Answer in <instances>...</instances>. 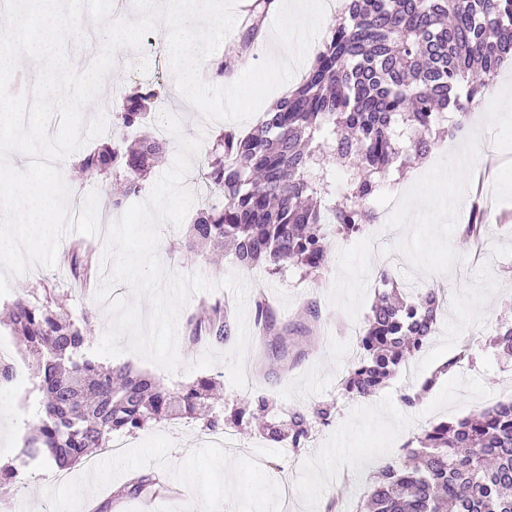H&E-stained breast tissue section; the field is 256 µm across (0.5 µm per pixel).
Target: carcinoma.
I'll use <instances>...</instances> for the list:
<instances>
[{
	"label": "carcinoma",
	"instance_id": "carcinoma-1",
	"mask_svg": "<svg viewBox=\"0 0 512 512\" xmlns=\"http://www.w3.org/2000/svg\"><path fill=\"white\" fill-rule=\"evenodd\" d=\"M262 16L249 21L241 37L255 43ZM512 59V0H344L342 16L315 53L305 78L279 97L248 133L227 130L222 148L204 174L221 207L197 210L187 246L229 249L244 268L278 270L286 262L309 269L329 258L325 225L349 234L374 217L370 202L379 176L411 154L420 159L435 146L424 133L440 128L443 112L458 114L448 126L457 137L485 87ZM158 93L141 87L115 112L118 125L138 128L155 108ZM420 136L400 143L396 129ZM162 143L152 137L124 146L107 145L79 164L86 179L114 175L122 189L111 207H127L152 168ZM349 174L339 198L321 196L334 169ZM68 266L76 279L92 273L94 255L70 249ZM441 290L431 288L416 303L378 294L360 338L361 354L348 371L344 390L365 398L419 351L434 331ZM18 343L39 355L35 370L40 416L17 461L41 459L59 469L85 461L107 448L112 434L150 423L199 420L203 431L239 425L268 412L259 396L229 416L208 404L214 381L201 379L171 391L156 377L123 366L116 370L88 354L90 315L72 316L57 300L36 306L22 293L9 309ZM235 332L231 308L218 300L185 324L186 344H222ZM468 358L463 348L443 362L413 393L416 406L443 375ZM334 406L313 403L288 417L265 423L262 434L298 448L313 425H327ZM408 462L378 471L361 508L365 512H512V402L500 403L456 422H439L408 447ZM144 474L118 494L154 491Z\"/></svg>",
	"mask_w": 512,
	"mask_h": 512
}]
</instances>
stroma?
<instances>
[{"label": "stroma", "mask_w": 512, "mask_h": 512, "mask_svg": "<svg viewBox=\"0 0 512 512\" xmlns=\"http://www.w3.org/2000/svg\"><path fill=\"white\" fill-rule=\"evenodd\" d=\"M114 67L111 90L101 91L94 106L83 109L88 121L105 115L108 131L86 142L84 152L137 139L138 129L117 126L112 119L114 102L134 87L160 86L170 106L179 104L169 58L121 49L114 56ZM177 118L186 137L203 139L184 183L194 195L195 207L215 204L202 173L216 137L223 130L247 131L251 124L214 122L197 112L179 111ZM466 130L483 132L492 141L491 153L497 160L479 199L486 222L477 246L464 235L470 211L459 210L455 221L439 223L416 215L410 186L418 177L431 180L433 194L454 196L453 184L443 178L451 162L447 156L436 166L405 167L386 176L372 203L375 221L355 234L331 233L328 262L314 271L288 264L275 274L262 267L241 272L232 256L204 260L187 251L188 224L162 225L156 253L166 271L200 274L218 285L212 292L193 294L181 316L202 314L203 301L230 299L231 291L220 283L237 272L248 284L263 285L273 325L259 332L255 294L247 292L250 345L244 368L249 381L242 388L231 385L223 362L172 375L127 352L105 358V365H134L173 391L201 377L215 378L221 383L219 403L228 408L261 395L270 399L280 416L318 401L334 404L332 422L315 426L302 447L270 444L252 422L236 429L242 446L230 454L197 442V422L181 421L179 431L169 434L155 424L122 433L126 443L122 457L98 454L96 468L75 465L63 481L56 480V468L29 463L0 485V505L9 506L10 512H74L78 503L108 500L112 512H141L140 500L118 497L117 492L131 474L152 471L179 491L175 497L157 498L159 512H356L379 469L402 462L408 443L425 428L512 401V360H505L494 344L498 329L512 325V223L498 220L500 213L512 211V121H496L481 129L471 123ZM392 195L402 201L395 215L384 211ZM382 268L397 286L420 292L441 289L445 302L434 333L411 359L415 377L398 372L374 396L353 398L344 394L341 382L359 355V336L383 289L377 276ZM22 291L35 303L49 296L63 300L77 317L90 312L91 346H98L111 324L108 306L81 292L59 264L11 280L8 295L0 297V335H9L4 310ZM463 346L469 349L468 361L442 376L419 405H404L403 395ZM37 407L33 390L17 394L0 388V460L15 459L37 421Z\"/></svg>", "instance_id": "obj_1"}]
</instances>
